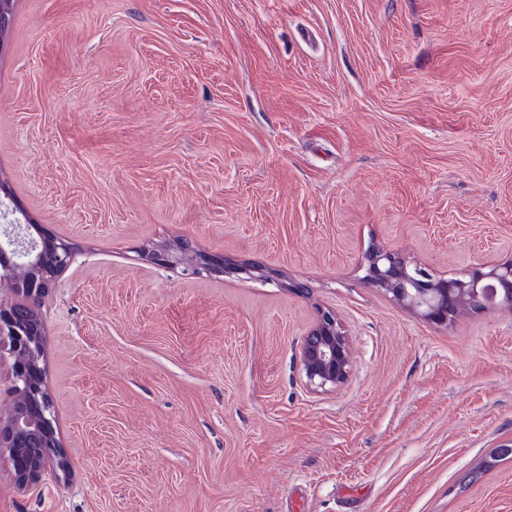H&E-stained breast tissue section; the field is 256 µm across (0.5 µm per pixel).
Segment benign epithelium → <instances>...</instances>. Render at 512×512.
I'll return each instance as SVG.
<instances>
[{
	"label": "benign epithelium",
	"instance_id": "7a95c632",
	"mask_svg": "<svg viewBox=\"0 0 512 512\" xmlns=\"http://www.w3.org/2000/svg\"><path fill=\"white\" fill-rule=\"evenodd\" d=\"M47 256L17 239L0 243V284L9 285L14 300L0 301V358L12 360L7 388L11 404L0 415V447L10 449L13 471L21 484L38 481L49 466L67 467L59 454L56 412L44 386L45 330L39 315L27 317L21 309L35 308L56 276L73 261L75 244L55 236L46 241ZM142 259L168 265L178 254L164 248H145ZM222 258H206L193 273L225 270ZM362 280L383 292L413 315L438 326L453 323L466 313L481 312L490 305L512 307V262L480 263L460 277L434 274L399 250L371 244L359 264ZM299 363L305 388L313 394L334 392L351 378L350 335L336 310L322 306L299 347Z\"/></svg>",
	"mask_w": 512,
	"mask_h": 512
}]
</instances>
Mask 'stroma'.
Returning a JSON list of instances; mask_svg holds the SVG:
<instances>
[{"mask_svg":"<svg viewBox=\"0 0 512 512\" xmlns=\"http://www.w3.org/2000/svg\"><path fill=\"white\" fill-rule=\"evenodd\" d=\"M7 41L0 181L77 250L39 307L71 466L0 457V512H512V308L440 327L358 269L512 260V0H16ZM297 360L304 386L310 393L334 392L348 383L352 374L350 335L335 309L317 308Z\"/></svg>","mask_w":512,"mask_h":512,"instance_id":"1","label":"stroma"}]
</instances>
